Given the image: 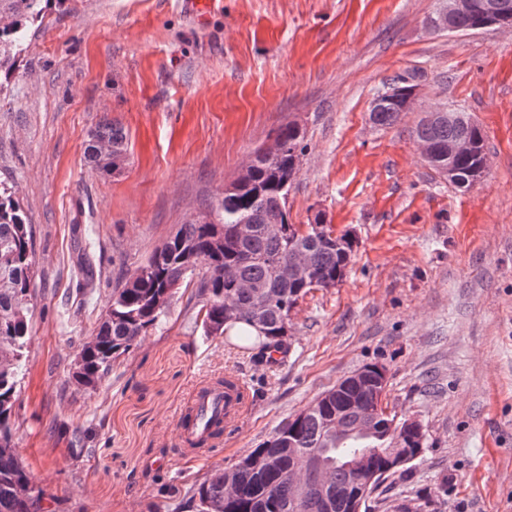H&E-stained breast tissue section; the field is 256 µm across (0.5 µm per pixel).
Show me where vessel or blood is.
Masks as SVG:
<instances>
[{
	"label": "vessel or blood",
	"mask_w": 512,
	"mask_h": 512,
	"mask_svg": "<svg viewBox=\"0 0 512 512\" xmlns=\"http://www.w3.org/2000/svg\"><path fill=\"white\" fill-rule=\"evenodd\" d=\"M249 408L248 387L238 377H227L225 385H199L189 405L176 416L177 443L184 454L208 456L221 447L240 427Z\"/></svg>",
	"instance_id": "vessel-or-blood-1"
}]
</instances>
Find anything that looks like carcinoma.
<instances>
[{"label":"carcinoma","mask_w":512,"mask_h":512,"mask_svg":"<svg viewBox=\"0 0 512 512\" xmlns=\"http://www.w3.org/2000/svg\"><path fill=\"white\" fill-rule=\"evenodd\" d=\"M13 2L10 18L0 20V72L6 80L12 73V52L21 50L28 23L42 12V0ZM406 99L402 94L370 113L371 121L381 127L396 124ZM415 135L439 157L448 155V142L455 139L484 146L481 129L461 110L421 119ZM273 143L275 152L258 150L251 157L237 191L204 212L203 220L180 225L145 264L112 289V316L96 320L91 373L102 379L132 353L168 313L171 302L160 306L159 298L167 293L175 297L196 275L204 334L222 337L243 324L255 335L243 331L239 339H256L262 356L287 350L290 315L300 297L343 280L352 246H337L335 233L319 213L305 229L289 220L288 194L298 173L295 159L307 150L304 132L292 123L282 125L274 131ZM126 152L123 127L102 122L91 130L85 159L92 169L109 173ZM454 164V184L473 186L476 159L458 157ZM240 224L248 227L243 235L237 233ZM301 263L307 267L303 277L291 271ZM33 265L32 224L12 188L1 186L0 446L9 452H0V512H42L44 500L26 465L10 451L17 430V370L32 340ZM359 419L357 409L336 405L334 395L307 405L249 453L269 461L264 470L238 461L231 474L234 493L229 494L216 469L193 486L185 507L195 512H349L354 475L345 465L348 456L365 451L369 463L381 469L390 448L407 451L414 460L422 452L396 434L391 428L394 415L386 410L376 414L367 433H352ZM312 453L329 463L326 489L304 472V459Z\"/></svg>","instance_id":"obj_1"}]
</instances>
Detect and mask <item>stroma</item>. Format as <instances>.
<instances>
[{
	"instance_id": "obj_1",
	"label": "stroma",
	"mask_w": 512,
	"mask_h": 512,
	"mask_svg": "<svg viewBox=\"0 0 512 512\" xmlns=\"http://www.w3.org/2000/svg\"><path fill=\"white\" fill-rule=\"evenodd\" d=\"M443 0H44L0 88V183L34 229L33 341L19 375L16 448L51 512H177L323 391L382 366L391 407L425 432L421 456L361 512H512V28H427ZM417 87L392 127L370 106L394 77ZM463 109L487 170L457 188L422 157L426 110ZM129 137L117 173L91 172L101 121ZM308 150L290 220L323 214L355 241L339 285L290 316L288 351L258 361L205 336L193 289L96 388L69 370L118 280L218 199L273 131ZM90 264V297L75 271ZM227 374L253 402L209 457L179 454L174 417ZM91 456L71 454L72 424Z\"/></svg>"
}]
</instances>
